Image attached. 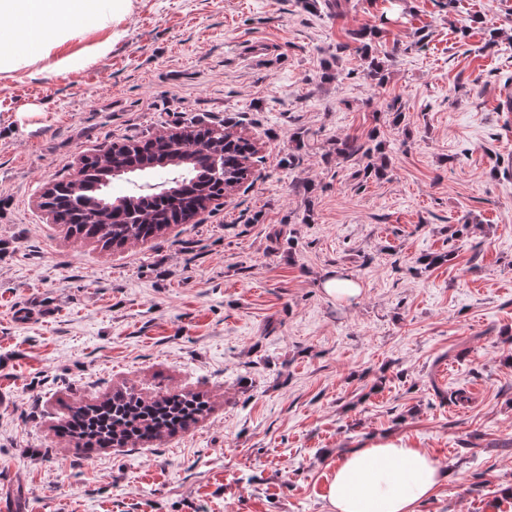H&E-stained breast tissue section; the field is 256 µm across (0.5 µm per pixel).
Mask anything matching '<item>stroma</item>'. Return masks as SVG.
I'll list each match as a JSON object with an SVG mask.
<instances>
[{
	"mask_svg": "<svg viewBox=\"0 0 512 512\" xmlns=\"http://www.w3.org/2000/svg\"><path fill=\"white\" fill-rule=\"evenodd\" d=\"M382 17L379 86L336 47ZM122 28L80 74L0 76V512H327L337 458L388 437L445 474L415 512H512V0H133ZM192 119L255 143L251 188L120 249L42 207ZM347 136L386 178L333 159ZM122 386L210 409L76 456L69 406ZM380 150V145L376 144L371 147L367 142L350 136L337 140L334 149L336 160H342V162L362 160L363 158L369 159L362 169L363 178L365 179L370 177L382 178L386 175L387 164ZM375 154L380 156H377V159L373 161L372 158L375 157Z\"/></svg>",
	"mask_w": 512,
	"mask_h": 512,
	"instance_id": "35a3bbf8",
	"label": "stroma"
}]
</instances>
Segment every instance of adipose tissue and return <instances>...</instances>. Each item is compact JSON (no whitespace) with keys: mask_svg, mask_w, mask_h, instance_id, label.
<instances>
[{"mask_svg":"<svg viewBox=\"0 0 512 512\" xmlns=\"http://www.w3.org/2000/svg\"><path fill=\"white\" fill-rule=\"evenodd\" d=\"M132 0H0V74L44 66L71 74L106 57L123 31ZM93 46L72 50L90 33ZM422 450L385 440L341 455L328 486V512H414L441 483Z\"/></svg>","mask_w":512,"mask_h":512,"instance_id":"adipose-tissue-1","label":"adipose tissue"}]
</instances>
